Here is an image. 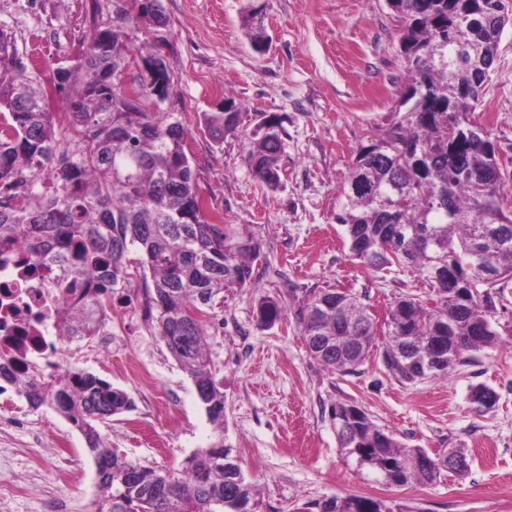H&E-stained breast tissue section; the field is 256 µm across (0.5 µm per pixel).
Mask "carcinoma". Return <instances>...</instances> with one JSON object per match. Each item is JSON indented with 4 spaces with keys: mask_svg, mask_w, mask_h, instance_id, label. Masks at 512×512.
<instances>
[{
    "mask_svg": "<svg viewBox=\"0 0 512 512\" xmlns=\"http://www.w3.org/2000/svg\"><path fill=\"white\" fill-rule=\"evenodd\" d=\"M498 0H387L402 19L400 52L407 81L393 118L360 146L339 191L336 223L353 256L370 267L407 262L430 285V303L405 296L390 310L389 340L380 351L399 381L445 376L463 353L496 345L494 298L512 282V207L500 194L503 173L489 132L471 120L512 14ZM132 50L121 34L92 23L87 42L64 81L75 148L62 145L47 107L55 77L33 80L12 37L0 26V182L27 185L10 210L0 209V242H28L30 254L61 261L60 288L97 276L92 296L104 309L109 289L130 282V269L151 278L149 316L171 355L189 374L210 421L224 426V389L206 347V318L224 289L252 280L260 253L253 239L211 216L185 151L187 130L158 106L146 79L128 87L120 68ZM234 102L203 114L214 142L239 124ZM283 149L278 118L253 130L245 164L270 189L280 184ZM138 254L131 259L130 254ZM285 308L258 302L257 321L271 328ZM304 342L325 345L312 356L349 373L374 346V321L345 292L314 295L296 315ZM100 322L65 309L57 327L66 336L97 331ZM0 357V380L36 409L48 407L78 428L101 466L92 512H259L255 487L233 470V449L219 434L178 470L161 471L128 458L102 438L98 423L134 409L125 391L90 374L65 370L47 382L37 369L20 372ZM339 448L362 469L387 467L397 486L434 481L441 469L463 473V452L445 462L407 448L359 408L337 403ZM318 512H409L362 496L315 503Z\"/></svg>",
    "mask_w": 512,
    "mask_h": 512,
    "instance_id": "1",
    "label": "carcinoma"
}]
</instances>
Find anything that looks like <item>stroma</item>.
Instances as JSON below:
<instances>
[{"mask_svg": "<svg viewBox=\"0 0 512 512\" xmlns=\"http://www.w3.org/2000/svg\"><path fill=\"white\" fill-rule=\"evenodd\" d=\"M113 0H0L27 74L48 78L72 65L91 21L112 23ZM169 19L166 66L170 111L190 134L186 151L210 211L253 237L260 254L247 287L228 288L207 326L208 349L224 382V443L258 491L262 512H306L333 496H365L422 512H512V285L493 324L502 344L464 353L448 376L400 383L371 355L355 372L327 371L311 356L296 313L313 294L363 295L378 333L405 296L427 299L419 272L374 269L353 257L335 213L348 166L391 119L406 80L401 23L386 0H163ZM240 112L223 143L202 117L224 101ZM276 116L284 150L281 183L269 189L244 162L246 134ZM485 126L512 201V31L505 32L473 114ZM145 285L119 289L112 349H67L64 365L125 391L132 411L99 431L110 446L159 469L181 468L216 432L188 373L145 318ZM280 300L281 322L259 327L261 297ZM495 391L493 408L471 400ZM350 402L410 448L431 456L463 450L464 474L390 486L358 474L340 453L331 409ZM65 439L64 454L53 451ZM99 493L96 466L81 433L51 409H32L15 389L0 394V512H90Z\"/></svg>", "mask_w": 512, "mask_h": 512, "instance_id": "obj_1", "label": "stroma"}]
</instances>
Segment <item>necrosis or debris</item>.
I'll return each mask as SVG.
<instances>
[{
  "mask_svg": "<svg viewBox=\"0 0 512 512\" xmlns=\"http://www.w3.org/2000/svg\"><path fill=\"white\" fill-rule=\"evenodd\" d=\"M60 263L32 261L23 242L0 247V354L21 355L24 363L39 364L46 380L64 370L63 354L70 343L56 323L62 309L85 310L84 288H59Z\"/></svg>",
  "mask_w": 512,
  "mask_h": 512,
  "instance_id": "4bbe7bcc",
  "label": "necrosis or debris"
}]
</instances>
